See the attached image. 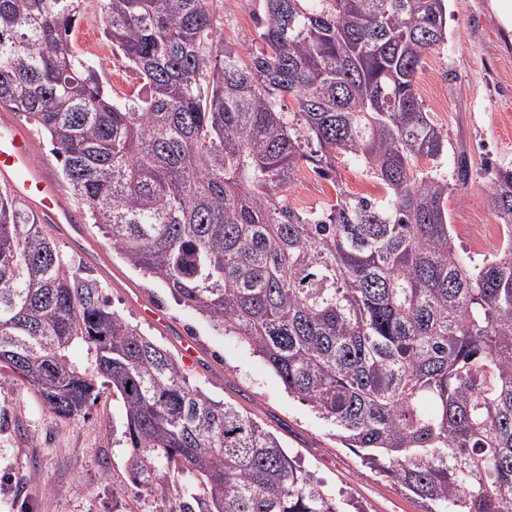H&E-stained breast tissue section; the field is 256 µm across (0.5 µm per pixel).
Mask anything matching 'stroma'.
<instances>
[{
    "label": "stroma",
    "mask_w": 512,
    "mask_h": 512,
    "mask_svg": "<svg viewBox=\"0 0 512 512\" xmlns=\"http://www.w3.org/2000/svg\"><path fill=\"white\" fill-rule=\"evenodd\" d=\"M261 15L259 0H221L217 25L227 41L248 47L257 42ZM72 39L113 96L139 90V79L119 56L99 58L89 51L107 43L97 0H85ZM418 92L448 141L443 172L455 176L459 155L469 160L468 181L449 195L448 215L457 249L480 262L503 241L501 223L486 203L491 183L485 168L512 166V35L498 21L491 0H449L448 41L425 56ZM337 171L331 181L302 165L290 203L325 205L340 188L357 196L382 195L379 181L358 166L341 161ZM87 230L103 261L88 262L61 240L63 257L96 278L113 309L159 345L176 352L181 337L195 338L200 359L186 368L191 383L254 414L343 500L346 512H424L377 468L343 448L333 426L288 395L258 356L127 265L96 225ZM136 295L161 307L167 326L152 323L133 304ZM125 425L123 405L111 389H101L88 416L66 421L45 409L30 389L14 388L0 401V512H170L171 502L150 497L129 481Z\"/></svg>",
    "instance_id": "1"
}]
</instances>
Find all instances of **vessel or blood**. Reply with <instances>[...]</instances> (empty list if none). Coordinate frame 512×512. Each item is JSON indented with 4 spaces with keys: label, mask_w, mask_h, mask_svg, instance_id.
Listing matches in <instances>:
<instances>
[{
    "label": "vessel or blood",
    "mask_w": 512,
    "mask_h": 512,
    "mask_svg": "<svg viewBox=\"0 0 512 512\" xmlns=\"http://www.w3.org/2000/svg\"><path fill=\"white\" fill-rule=\"evenodd\" d=\"M34 133L7 112L0 114V185L19 203L36 210L72 244L86 247L85 225L62 197L57 179L36 161Z\"/></svg>",
    "instance_id": "obj_1"
}]
</instances>
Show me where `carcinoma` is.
Wrapping results in <instances>:
<instances>
[{
    "instance_id": "obj_1",
    "label": "carcinoma",
    "mask_w": 512,
    "mask_h": 512,
    "mask_svg": "<svg viewBox=\"0 0 512 512\" xmlns=\"http://www.w3.org/2000/svg\"><path fill=\"white\" fill-rule=\"evenodd\" d=\"M82 2L0 0V107L49 135L112 250L262 358L424 512H512V168L486 169L503 244L473 267L417 86L448 40V0H263L257 51L223 41L219 0H98L143 82L124 99L74 49ZM337 152L383 195L292 206L302 164L338 183ZM5 374L1 398L30 388L63 419L112 388L127 476L176 494L174 512H343L255 416L190 385L1 190Z\"/></svg>"
}]
</instances>
